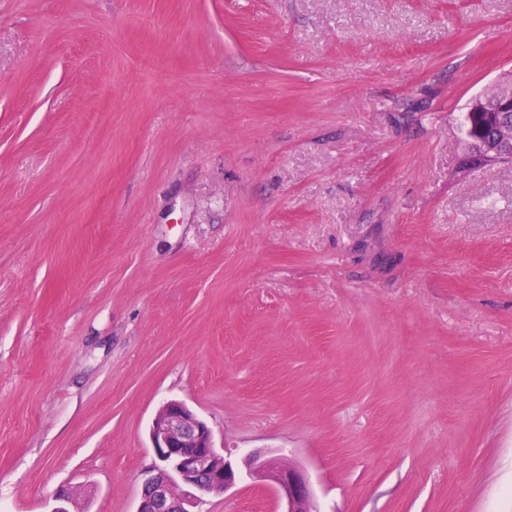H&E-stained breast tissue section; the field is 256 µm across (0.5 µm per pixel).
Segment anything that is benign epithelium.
<instances>
[{
    "mask_svg": "<svg viewBox=\"0 0 512 512\" xmlns=\"http://www.w3.org/2000/svg\"><path fill=\"white\" fill-rule=\"evenodd\" d=\"M473 149L468 158L484 166L512 161V91L491 101L476 98L471 107ZM149 437L158 460L144 479L136 512H201L203 496L223 493L239 473L214 445L207 423L187 404L166 402L154 415ZM249 475L285 501V512H314L308 473L279 458L254 452Z\"/></svg>",
    "mask_w": 512,
    "mask_h": 512,
    "instance_id": "1",
    "label": "benign epithelium"
}]
</instances>
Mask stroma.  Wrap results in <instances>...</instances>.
I'll list each match as a JSON object with an SVG mask.
<instances>
[{"label": "stroma", "mask_w": 512, "mask_h": 512, "mask_svg": "<svg viewBox=\"0 0 512 512\" xmlns=\"http://www.w3.org/2000/svg\"><path fill=\"white\" fill-rule=\"evenodd\" d=\"M510 69L512 0H0V512H135L171 399L317 512H512ZM473 149L467 156L484 166L512 161V91L492 101L476 98L471 107ZM249 475L262 481L276 497L284 500V512H315L312 510V489L308 473L301 467L285 466L279 458L261 452L249 455Z\"/></svg>", "instance_id": "stroma-1"}]
</instances>
